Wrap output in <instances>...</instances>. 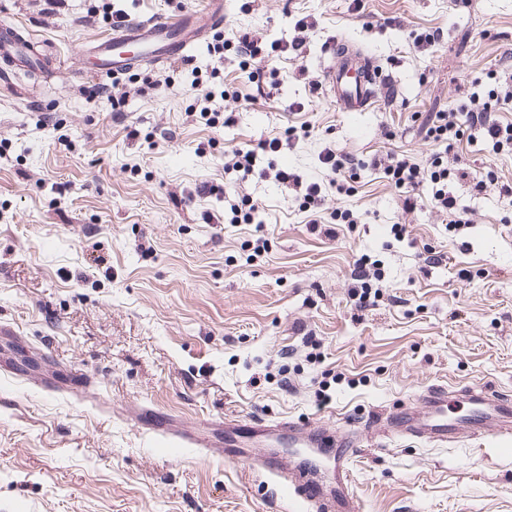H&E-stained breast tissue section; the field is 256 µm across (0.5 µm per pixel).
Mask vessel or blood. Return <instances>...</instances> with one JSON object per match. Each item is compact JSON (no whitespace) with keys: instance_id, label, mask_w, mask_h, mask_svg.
Wrapping results in <instances>:
<instances>
[{"instance_id":"1","label":"vessel or blood","mask_w":512,"mask_h":512,"mask_svg":"<svg viewBox=\"0 0 512 512\" xmlns=\"http://www.w3.org/2000/svg\"><path fill=\"white\" fill-rule=\"evenodd\" d=\"M224 26V0H188L175 13L149 20L123 21L111 35L81 47L89 59L87 78L113 77L142 67H163L190 58L211 32ZM34 40L14 23L0 19V61H35ZM320 89L325 98L343 112L369 111L375 89L384 77L378 66L365 64L361 76H353L357 62H363L361 49L342 38H334L325 50ZM141 428L164 437L173 448H210L206 433L188 434L156 421L151 409L141 408ZM224 441L220 448L229 462H241L253 472L273 478L282 499L289 505H302L305 512H360L352 486L349 463L362 442L358 432L337 434L327 425H306L290 419L273 423L249 424L225 419ZM368 430L392 433L397 437L451 445L466 439L490 440L502 449L512 448V402L485 389L458 395L447 387L426 389L417 404L405 405L386 416L373 417ZM261 437L301 454L310 450L333 464L334 482L326 484L317 474L290 467L270 452L254 455L246 449L247 440Z\"/></svg>"}]
</instances>
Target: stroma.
Returning <instances> with one entry per match:
<instances>
[{
  "label": "stroma",
  "mask_w": 512,
  "mask_h": 512,
  "mask_svg": "<svg viewBox=\"0 0 512 512\" xmlns=\"http://www.w3.org/2000/svg\"><path fill=\"white\" fill-rule=\"evenodd\" d=\"M105 2L144 19L187 0H0L61 63L15 73L27 99L0 92V324L16 332L0 339V512H287L266 477L138 429L144 403L190 425L292 419L344 431L431 385L512 398V206L499 196L512 153L493 154L459 109L475 79L512 64V0H225V32L269 41L292 39L295 17L311 16L299 56L263 62L278 91L249 102L254 84L206 43L189 63L123 76L120 122L77 76L80 47L112 30L96 12ZM433 31L434 45L413 46L412 34ZM335 37L383 69L370 111H339L309 86ZM195 66L216 69L213 91L237 88L225 102L234 126L200 118ZM448 107L465 127L461 162L496 175L479 192L449 182L470 223L428 204L404 211L400 190L367 166L354 195L326 193L325 208L358 217L333 239L273 178L237 185L261 206L257 224L225 223L223 196L196 191L223 186L225 149L303 120L310 138L276 163L304 181L329 183L327 148L423 165L433 148L417 126ZM131 124L148 141L127 140ZM362 257L381 279L360 315L350 290ZM76 371L83 391L50 390ZM351 470L361 512H512V452L491 444L376 435Z\"/></svg>",
  "instance_id": "stroma-1"
}]
</instances>
